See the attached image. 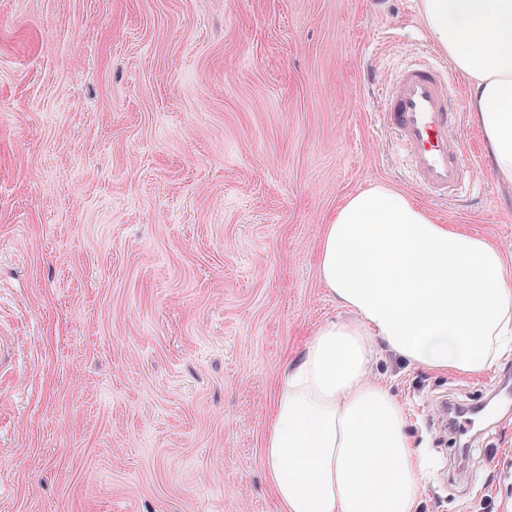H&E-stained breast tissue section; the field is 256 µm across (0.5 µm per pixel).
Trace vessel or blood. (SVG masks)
<instances>
[{
	"label": "vessel or blood",
	"instance_id": "obj_1",
	"mask_svg": "<svg viewBox=\"0 0 512 512\" xmlns=\"http://www.w3.org/2000/svg\"><path fill=\"white\" fill-rule=\"evenodd\" d=\"M379 118L416 185L444 202L467 190L460 99L440 64L411 59L382 88Z\"/></svg>",
	"mask_w": 512,
	"mask_h": 512
}]
</instances>
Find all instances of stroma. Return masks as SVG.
<instances>
[{
	"label": "stroma",
	"instance_id": "35a3bbf8",
	"mask_svg": "<svg viewBox=\"0 0 512 512\" xmlns=\"http://www.w3.org/2000/svg\"><path fill=\"white\" fill-rule=\"evenodd\" d=\"M418 0H0V512H279L263 438L287 361L345 318L323 227L376 183L512 258V185L412 184L379 87ZM427 457L418 512H512V358L379 352ZM487 405L468 431L434 400Z\"/></svg>",
	"mask_w": 512,
	"mask_h": 512
}]
</instances>
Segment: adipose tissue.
Wrapping results in <instances>:
<instances>
[{"label": "adipose tissue", "mask_w": 512, "mask_h": 512, "mask_svg": "<svg viewBox=\"0 0 512 512\" xmlns=\"http://www.w3.org/2000/svg\"><path fill=\"white\" fill-rule=\"evenodd\" d=\"M422 23L467 81L469 106L512 185V0H419ZM320 278L350 317L318 328L285 366L264 435L281 512H416L425 456L406 411L372 379L374 346L408 364L481 376L512 356V264L383 184L326 224Z\"/></svg>", "instance_id": "ef3b65f1"}]
</instances>
